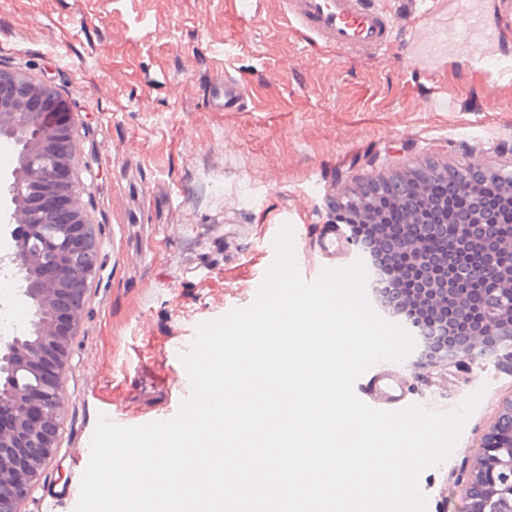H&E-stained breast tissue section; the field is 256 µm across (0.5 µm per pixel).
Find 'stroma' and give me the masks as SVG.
I'll return each instance as SVG.
<instances>
[{
    "label": "stroma",
    "mask_w": 512,
    "mask_h": 512,
    "mask_svg": "<svg viewBox=\"0 0 512 512\" xmlns=\"http://www.w3.org/2000/svg\"><path fill=\"white\" fill-rule=\"evenodd\" d=\"M0 0V63L51 80L78 114L79 202L100 267L63 379L58 451L23 512L70 483L99 413L135 427L177 413L168 357L198 324L247 306L284 214L314 242L337 187L425 161L512 169V82L447 57L440 79L397 38L367 59L314 48L282 0ZM232 67L252 102L218 111ZM411 398L452 411L482 398L443 464L422 472L427 512H462L466 480L503 406L512 365L402 362Z\"/></svg>",
    "instance_id": "obj_1"
}]
</instances>
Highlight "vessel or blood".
<instances>
[{"mask_svg":"<svg viewBox=\"0 0 512 512\" xmlns=\"http://www.w3.org/2000/svg\"><path fill=\"white\" fill-rule=\"evenodd\" d=\"M290 29L311 45L342 50L359 57L379 55L393 43L395 32L378 0H282ZM403 18L413 25L419 50L429 62L460 52L471 63L492 61L499 78L512 80V59L492 58L486 42L488 25L476 8L463 9L456 24L436 22L429 0H398ZM222 111L242 112L250 92L237 77L225 75ZM362 393L367 405L378 410H398L408 404L403 380L366 372Z\"/></svg>","mask_w":512,"mask_h":512,"instance_id":"b4317fda","label":"vessel or blood"}]
</instances>
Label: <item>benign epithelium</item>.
<instances>
[{"label":"benign epithelium","instance_id":"obj_1","mask_svg":"<svg viewBox=\"0 0 512 512\" xmlns=\"http://www.w3.org/2000/svg\"><path fill=\"white\" fill-rule=\"evenodd\" d=\"M73 115L72 102L51 81L29 78L0 64V132L30 153L24 168L13 171L8 185L13 211L4 213L3 219L15 225L13 248L0 262L18 270L20 296L33 310L36 326L33 341L24 331L0 338V370L22 371L34 380L29 386L0 390V512H19L57 453L64 421L63 377L70 367L87 289L99 268L92 225L77 204ZM485 186L508 203L505 217L512 222V180L487 173ZM330 223L342 225L348 243L366 259L378 246L365 245L353 229L371 227L382 242L394 235L386 209L368 201L350 213L336 205ZM465 245L485 255L484 273L494 288V318L489 330L482 323L476 326L465 347L446 345L442 351L449 359L475 361L504 354L512 361V345L503 344L494 333L503 316L512 330V263L501 261L502 255L512 253V233L493 234V226L480 213L459 220L457 239L438 256H430L418 238L403 241L405 262L391 265L388 271L395 292L383 289L378 274L373 291L387 316L398 317L410 308L429 310L431 323L411 325L428 347L448 330V307L460 313L469 310L467 292L448 288V278L441 276L448 270V253ZM499 447L503 451L494 465L508 476L509 490L512 438Z\"/></svg>","mask_w":512,"mask_h":512}]
</instances>
